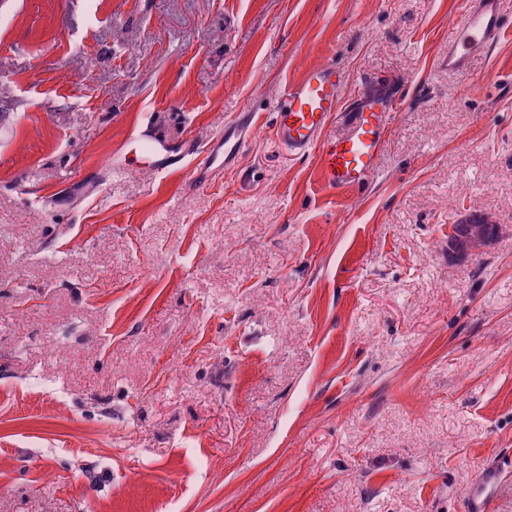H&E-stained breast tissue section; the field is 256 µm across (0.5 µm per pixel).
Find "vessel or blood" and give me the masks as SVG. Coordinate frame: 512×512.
I'll return each mask as SVG.
<instances>
[{
    "label": "vessel or blood",
    "instance_id": "obj_1",
    "mask_svg": "<svg viewBox=\"0 0 512 512\" xmlns=\"http://www.w3.org/2000/svg\"><path fill=\"white\" fill-rule=\"evenodd\" d=\"M504 33L501 0H462L461 17L448 42L449 70L467 71L471 58L489 51ZM340 87V73L328 60L288 81L273 133L291 155L314 154L323 187L343 195L359 189L375 173L401 103L395 97L365 91L348 105ZM344 113L349 119L343 132L325 138L327 127ZM255 124L251 114L226 123L223 133L202 151L189 143L172 147L137 129L132 130L131 137L154 172L179 178L184 184L205 186L212 181L216 168L228 167L248 146Z\"/></svg>",
    "mask_w": 512,
    "mask_h": 512
}]
</instances>
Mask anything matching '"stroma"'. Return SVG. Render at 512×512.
Wrapping results in <instances>:
<instances>
[{
    "label": "stroma",
    "mask_w": 512,
    "mask_h": 512,
    "mask_svg": "<svg viewBox=\"0 0 512 512\" xmlns=\"http://www.w3.org/2000/svg\"><path fill=\"white\" fill-rule=\"evenodd\" d=\"M461 2L0 0V512H512V30L449 73ZM326 59L402 103L349 196L272 136ZM249 112L201 188L128 139ZM484 213L470 211L461 215V222L453 224L448 234V250L456 257H464L488 242L492 223L489 216L482 222H473L483 218ZM470 222V223H464Z\"/></svg>",
    "instance_id": "stroma-1"
}]
</instances>
